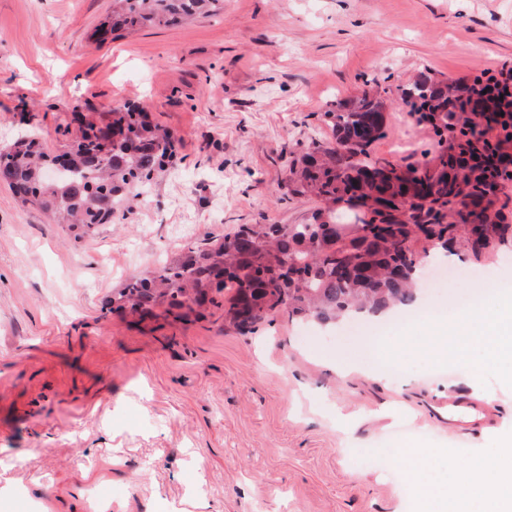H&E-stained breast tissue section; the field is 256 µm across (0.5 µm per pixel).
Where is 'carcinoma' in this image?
<instances>
[{"mask_svg":"<svg viewBox=\"0 0 512 512\" xmlns=\"http://www.w3.org/2000/svg\"><path fill=\"white\" fill-rule=\"evenodd\" d=\"M224 0H112V11L94 32L109 29L136 32L150 27H175L214 14ZM387 90H363L336 101L323 116L333 142L312 141L288 166V192L312 196L326 206L353 190L372 208L387 234L371 238L356 231L343 237L323 232L327 210H319L308 224H243L221 242L193 245L190 263L181 255L160 267L128 278L112 295L111 304L144 320L169 319L181 310L216 305L212 293L227 291L224 326L238 331L252 328L280 309L288 315L321 323L350 313L377 314L408 307L415 301L414 255L418 230L424 224H479L472 239L464 234L448 238L447 251L464 248L478 259L488 250L512 244V199L500 197L512 173L496 162L504 145L512 142V101L485 93L478 81L436 80L426 74L401 90L407 112L429 123L438 137L434 155L405 164L371 159V146L384 136ZM137 106L94 112L71 146L66 180H50L52 157L34 138L24 137L0 153L17 180L32 194L22 200L65 224L92 226L108 222L109 211L133 187H146L154 174L175 155V139L157 124L141 121ZM138 128L144 145L127 154L122 144L112 155L102 154L98 133L111 124ZM255 240L245 251L238 241ZM286 296L282 308L265 303L271 290Z\"/></svg>","mask_w":512,"mask_h":512,"instance_id":"obj_1","label":"carcinoma"}]
</instances>
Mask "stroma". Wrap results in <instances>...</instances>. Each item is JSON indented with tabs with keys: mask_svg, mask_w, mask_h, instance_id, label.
<instances>
[{
	"mask_svg": "<svg viewBox=\"0 0 512 512\" xmlns=\"http://www.w3.org/2000/svg\"><path fill=\"white\" fill-rule=\"evenodd\" d=\"M112 0H0V148L35 135L49 153L73 111L141 103L177 138L149 200L92 228L57 223L0 186V512H419L394 449H436L453 470L512 435V388L493 426L448 424V395L479 399L451 360L380 370L393 315L331 325L279 311L253 332L223 310L179 323L113 314L114 289L243 224H302L291 157L326 140L323 113L389 91L371 155L435 151L400 90L420 74L483 80L512 70V0H224L177 27L92 36ZM494 255L431 250L422 266L469 275L419 292L430 317L475 302ZM390 407L395 418L375 412Z\"/></svg>",
	"mask_w": 512,
	"mask_h": 512,
	"instance_id": "1",
	"label": "stroma"
}]
</instances>
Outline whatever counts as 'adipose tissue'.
I'll use <instances>...</instances> for the list:
<instances>
[{"instance_id":"adipose-tissue-1","label":"adipose tissue","mask_w":512,"mask_h":512,"mask_svg":"<svg viewBox=\"0 0 512 512\" xmlns=\"http://www.w3.org/2000/svg\"><path fill=\"white\" fill-rule=\"evenodd\" d=\"M382 350L397 360L454 357L464 384L479 390L486 401H495L498 393L487 374L498 368L512 371V301L494 308L481 302L449 316L434 315L402 340L383 342ZM498 453L497 463L471 458L448 482L428 473L429 449L406 448L397 458L404 487L421 512H512V448H499Z\"/></svg>"}]
</instances>
